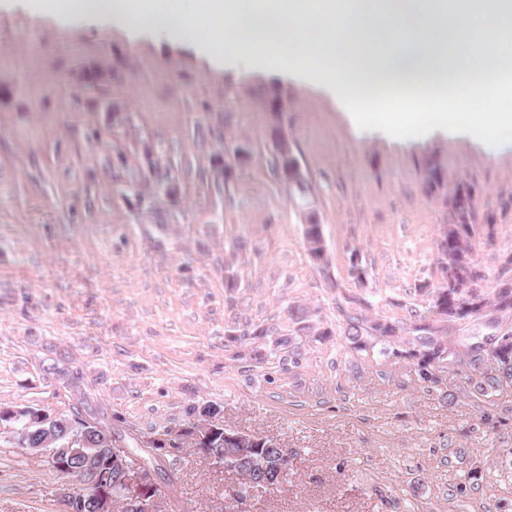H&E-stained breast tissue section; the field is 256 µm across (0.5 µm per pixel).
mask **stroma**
I'll use <instances>...</instances> for the list:
<instances>
[{"label": "stroma", "instance_id": "obj_1", "mask_svg": "<svg viewBox=\"0 0 512 512\" xmlns=\"http://www.w3.org/2000/svg\"><path fill=\"white\" fill-rule=\"evenodd\" d=\"M275 126L307 195L272 168ZM157 164L174 197L129 193L133 180L154 185ZM460 182L492 227L472 259L493 289L512 257V147L489 156L435 115L416 136L358 131L300 75L247 59L218 71L193 49L97 25L63 31L13 0L0 11V408L76 405L43 372L55 345L122 435L178 430L210 401L227 428L287 448V482L251 494L247 512H512V386L479 399L456 372L426 382L406 355L356 352L336 304L365 298L393 320L425 310ZM311 221L324 267L305 246ZM239 238L248 249L229 291L224 249ZM298 303L317 308L330 341L302 337L294 362L240 358L228 329L292 330ZM6 430L0 512H66L63 477ZM472 469L479 491L454 493ZM157 479L164 512H224L239 485L185 453Z\"/></svg>", "mask_w": 512, "mask_h": 512}]
</instances>
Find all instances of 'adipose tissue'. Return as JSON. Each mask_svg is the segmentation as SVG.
<instances>
[{
  "mask_svg": "<svg viewBox=\"0 0 512 512\" xmlns=\"http://www.w3.org/2000/svg\"><path fill=\"white\" fill-rule=\"evenodd\" d=\"M31 15L73 32L95 23L189 45L215 69L247 58L296 72L359 119L421 129H479L496 149L512 113V0H27ZM395 95L379 98L378 90Z\"/></svg>",
  "mask_w": 512,
  "mask_h": 512,
  "instance_id": "1",
  "label": "adipose tissue"
}]
</instances>
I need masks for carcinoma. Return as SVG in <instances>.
Instances as JSON below:
<instances>
[{
	"label": "carcinoma",
	"instance_id": "carcinoma-1",
	"mask_svg": "<svg viewBox=\"0 0 512 512\" xmlns=\"http://www.w3.org/2000/svg\"><path fill=\"white\" fill-rule=\"evenodd\" d=\"M449 221L441 225L436 241L439 253L440 286L429 295L433 296L426 312L415 315L412 324L390 320L378 315H371L372 304L366 299L352 297L347 302L355 305L348 313L345 333L358 352L371 354L375 351L382 355L397 350L400 345L409 348L407 354L417 359L419 376L426 382L436 381L435 372L449 367L457 369L464 377V383L484 395L488 391L502 386L505 374L512 371V332L504 331L499 343L492 349L483 346H468L449 335L452 326L469 317L478 316L487 310H493L506 317H512V288L505 285L490 292L483 290L486 275L472 261L475 233V211L472 191L457 186L449 203ZM246 250V244L240 240L233 243L225 252L224 273L226 287L238 280V259ZM292 322L310 332L319 340H326L330 330L322 327L317 310L304 304H295L289 310ZM301 334L295 329L282 334L274 326L266 328L256 324L243 331L237 340L247 346L246 356L258 363L282 349L288 350V359L298 355ZM48 369L58 375L76 394H83L85 384L83 374L71 370L60 359H49ZM87 414L98 419V423L112 429V424L92 408L81 404L74 407V412L58 417L61 425L37 423L28 428L27 447L36 448L47 432H54L56 439L49 447L57 449L65 461L78 466L83 461V453L88 447L79 443L68 444V437L63 435L62 423ZM220 414V406L203 402L191 406L187 411L186 424L201 421L205 417ZM109 449H101L102 462L98 467L96 478L102 484L112 485V502L118 512H128L125 496L121 489L113 484L112 471L105 464Z\"/></svg>",
	"mask_w": 512,
	"mask_h": 512
}]
</instances>
